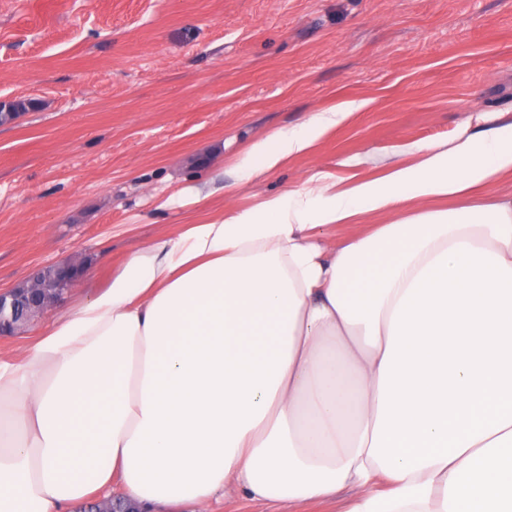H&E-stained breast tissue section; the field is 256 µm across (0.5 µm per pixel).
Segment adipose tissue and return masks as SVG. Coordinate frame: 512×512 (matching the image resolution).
<instances>
[{"label": "adipose tissue", "mask_w": 512, "mask_h": 512, "mask_svg": "<svg viewBox=\"0 0 512 512\" xmlns=\"http://www.w3.org/2000/svg\"><path fill=\"white\" fill-rule=\"evenodd\" d=\"M350 101L249 144L250 180ZM327 173L130 252L0 360V512L120 485L150 512L219 496L349 512H512V120ZM396 214L337 244L332 228ZM389 490H378L379 482ZM350 499L347 493L336 494L325 500H312L295 504L291 512H344L350 506Z\"/></svg>", "instance_id": "obj_1"}]
</instances>
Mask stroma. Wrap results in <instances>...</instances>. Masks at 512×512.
Returning <instances> with one entry per match:
<instances>
[{"label": "stroma", "instance_id": "35a3bbf8", "mask_svg": "<svg viewBox=\"0 0 512 512\" xmlns=\"http://www.w3.org/2000/svg\"><path fill=\"white\" fill-rule=\"evenodd\" d=\"M25 99L0 127V289L77 254L102 287L177 225L512 119V0H0V100ZM352 100L311 153L233 172ZM365 106V101L345 102L317 112L301 126L277 129L249 144L236 159L233 170L246 180L267 174L289 159L309 153L331 129Z\"/></svg>", "mask_w": 512, "mask_h": 512}]
</instances>
